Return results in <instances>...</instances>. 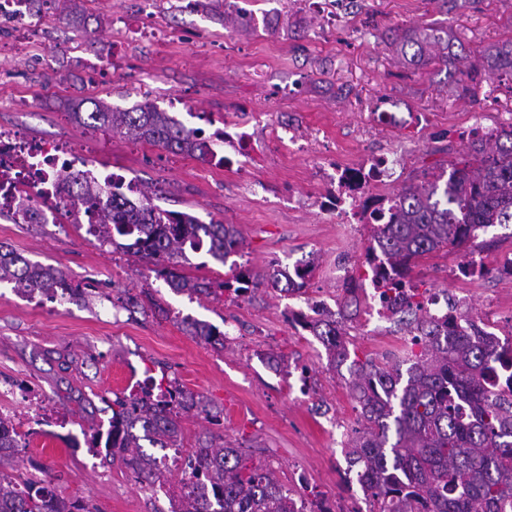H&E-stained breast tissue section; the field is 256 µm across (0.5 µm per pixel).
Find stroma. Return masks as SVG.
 <instances>
[{"label": "stroma", "mask_w": 512, "mask_h": 512, "mask_svg": "<svg viewBox=\"0 0 512 512\" xmlns=\"http://www.w3.org/2000/svg\"><path fill=\"white\" fill-rule=\"evenodd\" d=\"M81 7L78 26L45 10L0 55V127L33 143L84 151L90 168L124 175L161 209L235 225V261L251 273L312 256L318 266L302 293L262 287L238 297L219 288L232 275L229 266L192 252L178 270L212 289L191 298L172 291L152 264L99 246L85 228L0 217V245L59 268L86 290L50 300L0 283V413L32 429L26 454L43 463L57 493L85 498L99 512H166V493L181 477L173 451L154 449L160 482L148 490L123 465L88 450L93 432H107L113 400L140 396L163 378L203 396L223 416L215 425L183 414V450L205 439L242 445L280 480L301 473L328 500L360 498L359 487L344 485L359 419L348 372L331 368L321 342L286 320L308 295L335 304L347 279L363 273L371 244L368 226L336 224L322 213L319 167L397 155L401 175L376 189L391 197L422 170L455 157L461 143L450 133L472 114L481 113L489 127L512 110V82L466 95L453 67L409 70L390 45L395 30L431 25L449 31L461 57L480 62L485 49L512 39V0L452 10L441 0H338L330 29L313 0H198L191 9L181 0H82ZM228 14L246 16L250 28H226ZM175 98L185 104L178 118L186 128L209 136L222 120L241 127L260 152L247 164L219 166L70 116L91 111L99 99L120 110L148 101L165 112ZM381 107L429 113V125H377ZM279 126L304 150L275 140ZM471 249L488 275L451 277L465 257L457 250L435 254L413 274L464 299L471 317L494 309L498 333L511 331L512 277L494 268L512 254V224L479 234ZM341 268L347 277H338ZM148 295L158 309L141 307ZM194 320L227 334L223 348L193 336ZM344 331L363 359L397 357L410 336L397 318L366 324L357 317ZM267 355L282 359L283 370H270ZM303 366L305 394L289 386L287 373Z\"/></svg>", "instance_id": "1"}]
</instances>
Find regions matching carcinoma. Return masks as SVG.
Wrapping results in <instances>:
<instances>
[{"instance_id":"1","label":"carcinoma","mask_w":512,"mask_h":512,"mask_svg":"<svg viewBox=\"0 0 512 512\" xmlns=\"http://www.w3.org/2000/svg\"><path fill=\"white\" fill-rule=\"evenodd\" d=\"M393 44L407 66L419 70L432 53L460 72L463 58L452 52L448 31L426 26L393 35ZM482 66L489 79L512 80V40L489 49ZM93 125L108 127L175 154L224 164L212 141L200 130H187L151 103L118 110L102 101L87 113ZM63 189L77 187L82 205L98 223L91 232L99 245L121 246L135 236L140 248L133 256L156 267L177 293L207 294L210 288L182 276L173 259L186 251L205 252L226 264L239 239L233 224H203L189 213L152 207L148 196L133 200L112 183V208L102 207L107 190L72 173L62 175ZM512 224V142L488 138L474 141L466 158L427 169L398 194L382 199L371 222L372 247L366 264L377 261L386 288H400L411 266L433 253L460 250L477 231ZM267 285L276 292L299 293L305 278L291 279L274 269L263 277L240 270L224 289L246 293L244 284ZM14 284L25 296L57 297L66 284L61 270L34 263L0 246V283ZM402 295V312L411 316V345L395 362L351 357L349 344L338 339L342 319L357 314V299L347 294L339 311L308 320L300 314L289 322L310 332L325 347L333 367L348 365L350 395L364 420L348 449L357 468L367 512H512V334L442 335L440 324L415 301ZM193 335L210 345L224 346V333L206 322L191 323ZM421 346L415 353L413 346ZM156 401L143 398L113 401L104 458L123 464L136 481L152 485L158 458L143 450L175 448L179 417L189 398L191 409L211 422L208 402L186 393L177 382L159 384ZM466 403L468 410L461 409ZM28 441L0 436V512H99L89 501L65 498L52 481L13 474L15 459ZM292 489L275 471L251 462L242 448L205 442L184 460L177 489L168 496L169 512H296Z\"/></svg>"}]
</instances>
